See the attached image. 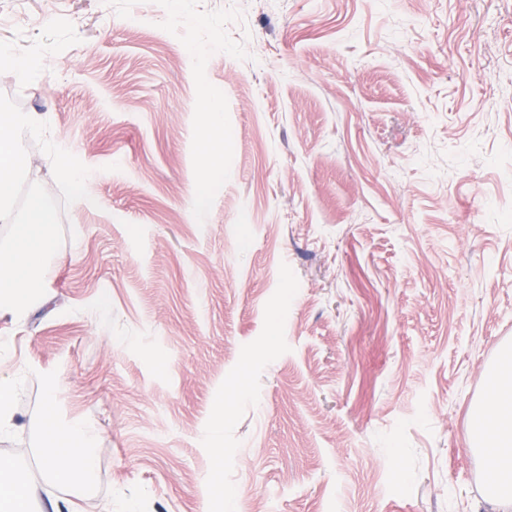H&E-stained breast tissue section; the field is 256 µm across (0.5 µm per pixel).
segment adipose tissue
I'll return each mask as SVG.
<instances>
[{
	"label": "adipose tissue",
	"instance_id": "1",
	"mask_svg": "<svg viewBox=\"0 0 512 512\" xmlns=\"http://www.w3.org/2000/svg\"><path fill=\"white\" fill-rule=\"evenodd\" d=\"M488 377L491 393L487 401L471 409L468 442L474 448L490 449L488 499L497 512H512V348L503 347ZM46 400L43 425L49 438L42 452L43 472L47 482L67 487L75 476L93 472L100 434L80 422L57 429L54 393H47ZM0 502L12 504L13 512H74L70 501L59 498L37 505L32 487L15 481L7 463L0 465Z\"/></svg>",
	"mask_w": 512,
	"mask_h": 512
}]
</instances>
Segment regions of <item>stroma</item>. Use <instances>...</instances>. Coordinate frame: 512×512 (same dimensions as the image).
I'll return each mask as SVG.
<instances>
[{
    "label": "stroma",
    "instance_id": "35a3bbf8",
    "mask_svg": "<svg viewBox=\"0 0 512 512\" xmlns=\"http://www.w3.org/2000/svg\"><path fill=\"white\" fill-rule=\"evenodd\" d=\"M0 45L47 54L0 93L94 200L0 321L39 499L495 512L467 434L512 344V0H0ZM52 384L102 432L87 484L45 483Z\"/></svg>",
    "mask_w": 512,
    "mask_h": 512
}]
</instances>
